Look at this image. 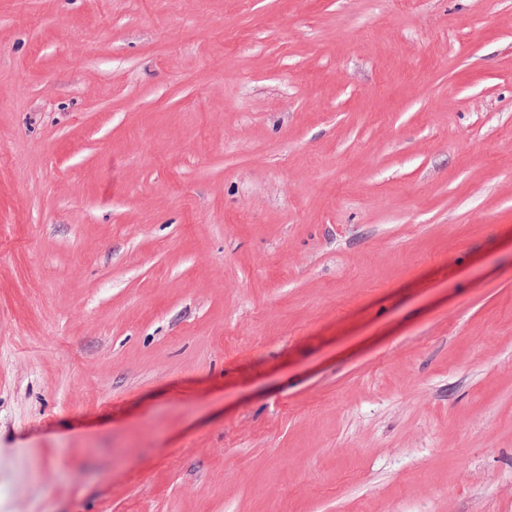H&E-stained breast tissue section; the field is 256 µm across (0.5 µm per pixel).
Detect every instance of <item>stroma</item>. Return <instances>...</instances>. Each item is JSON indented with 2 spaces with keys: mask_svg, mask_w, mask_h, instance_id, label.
Masks as SVG:
<instances>
[{
  "mask_svg": "<svg viewBox=\"0 0 512 512\" xmlns=\"http://www.w3.org/2000/svg\"><path fill=\"white\" fill-rule=\"evenodd\" d=\"M0 512H512V0H0Z\"/></svg>",
  "mask_w": 512,
  "mask_h": 512,
  "instance_id": "35a3bbf8",
  "label": "stroma"
}]
</instances>
